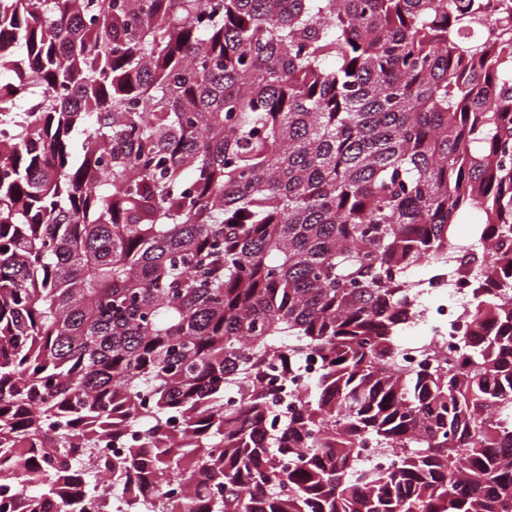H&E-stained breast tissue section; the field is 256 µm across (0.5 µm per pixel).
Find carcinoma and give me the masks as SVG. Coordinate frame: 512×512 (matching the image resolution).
<instances>
[{
  "mask_svg": "<svg viewBox=\"0 0 512 512\" xmlns=\"http://www.w3.org/2000/svg\"><path fill=\"white\" fill-rule=\"evenodd\" d=\"M420 263L480 339L411 373ZM506 442L512 0H0L1 509L512 512ZM484 215L479 208H474L467 213L460 224L455 225V239L457 243L468 242L473 239L474 228L483 224ZM320 371L321 364L316 357L305 358L288 380L283 379L277 369H271L267 387L276 398L271 405V411L277 424L288 422L300 410L302 393L319 376ZM393 460L390 451L378 448L374 443L366 441L364 450L359 457V467L376 469L387 467Z\"/></svg>",
  "mask_w": 512,
  "mask_h": 512,
  "instance_id": "1",
  "label": "carcinoma"
}]
</instances>
